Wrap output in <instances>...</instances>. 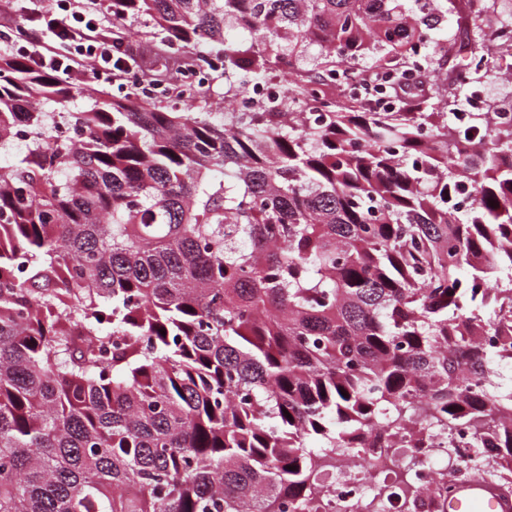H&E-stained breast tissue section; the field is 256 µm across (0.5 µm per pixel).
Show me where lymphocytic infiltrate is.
Here are the masks:
<instances>
[{"label":"lymphocytic infiltrate","mask_w":512,"mask_h":512,"mask_svg":"<svg viewBox=\"0 0 512 512\" xmlns=\"http://www.w3.org/2000/svg\"><path fill=\"white\" fill-rule=\"evenodd\" d=\"M37 19V28L5 43L35 69L63 79L79 72L96 83L121 81L144 54L129 41L99 37L101 17L93 0H47Z\"/></svg>","instance_id":"f902f5d3"}]
</instances>
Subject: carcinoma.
<instances>
[{"label":"carcinoma","instance_id":"1","mask_svg":"<svg viewBox=\"0 0 512 512\" xmlns=\"http://www.w3.org/2000/svg\"><path fill=\"white\" fill-rule=\"evenodd\" d=\"M118 29L211 67L155 105L0 51V512H329L344 454L372 498L435 512L461 475L512 485V123L466 91L512 44V0H101ZM417 112L330 96L469 54ZM288 76L303 112H195ZM68 124L73 134H61ZM412 464L387 468L398 457Z\"/></svg>","mask_w":512,"mask_h":512}]
</instances>
